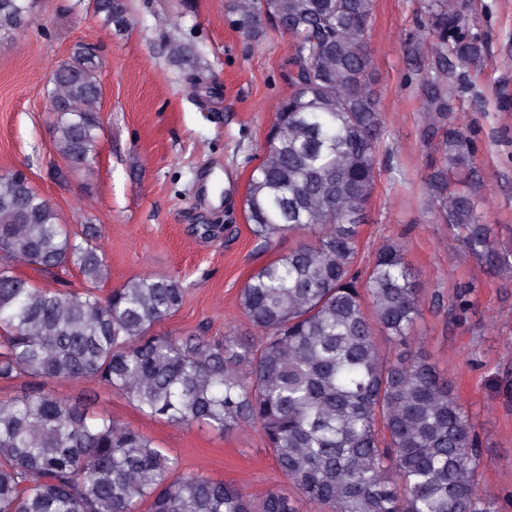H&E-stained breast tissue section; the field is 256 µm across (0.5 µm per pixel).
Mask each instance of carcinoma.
Masks as SVG:
<instances>
[{"instance_id":"carcinoma-1","label":"carcinoma","mask_w":512,"mask_h":512,"mask_svg":"<svg viewBox=\"0 0 512 512\" xmlns=\"http://www.w3.org/2000/svg\"><path fill=\"white\" fill-rule=\"evenodd\" d=\"M34 0H0V44L32 19ZM375 0H229L246 38L263 16L293 41L291 90L278 105L247 184L251 233L269 246L314 235L260 266L239 292L257 340L166 336L153 328L182 307L176 277L142 276L108 293L98 229L71 232L26 175H0V382L93 378L144 415L224 433L261 429L294 490L260 497L185 472L154 441L43 389L0 402V512H497L477 488L474 424L448 380L411 348L421 288L403 246L385 241L356 268L365 210L380 176L383 116L366 37ZM93 12L127 29L121 0ZM422 142L436 160L423 189L466 255L512 271L478 209L482 186L470 137L448 122L472 87L484 42L466 33L464 0H424ZM101 64L85 46L60 61L46 88L54 148L87 169L102 122ZM76 268L79 293L17 274ZM399 352L384 353L377 335Z\"/></svg>"}]
</instances>
